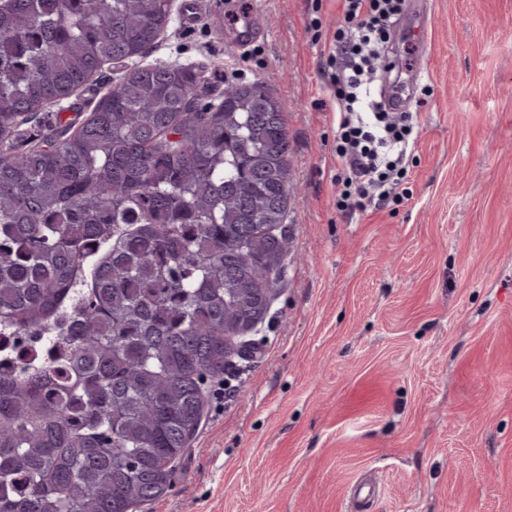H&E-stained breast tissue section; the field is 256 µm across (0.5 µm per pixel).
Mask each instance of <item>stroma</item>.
<instances>
[{
    "mask_svg": "<svg viewBox=\"0 0 512 512\" xmlns=\"http://www.w3.org/2000/svg\"><path fill=\"white\" fill-rule=\"evenodd\" d=\"M149 64L262 83L291 144L286 284L230 386L206 385L204 421L170 487L137 512H512V0H404L376 95L402 94L420 131L410 196L337 212L334 107L306 21L339 0H257V34L200 0ZM105 65L23 125L19 147L78 126L127 73Z\"/></svg>",
    "mask_w": 512,
    "mask_h": 512,
    "instance_id": "1",
    "label": "stroma"
}]
</instances>
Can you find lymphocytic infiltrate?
Returning a JSON list of instances; mask_svg holds the SVG:
<instances>
[{
    "mask_svg": "<svg viewBox=\"0 0 512 512\" xmlns=\"http://www.w3.org/2000/svg\"><path fill=\"white\" fill-rule=\"evenodd\" d=\"M403 2L342 0L341 20L323 46L336 103V209L345 215L376 211L407 196L403 182L418 121L375 100L372 91Z\"/></svg>",
    "mask_w": 512,
    "mask_h": 512,
    "instance_id": "obj_1",
    "label": "lymphocytic infiltrate"
}]
</instances>
